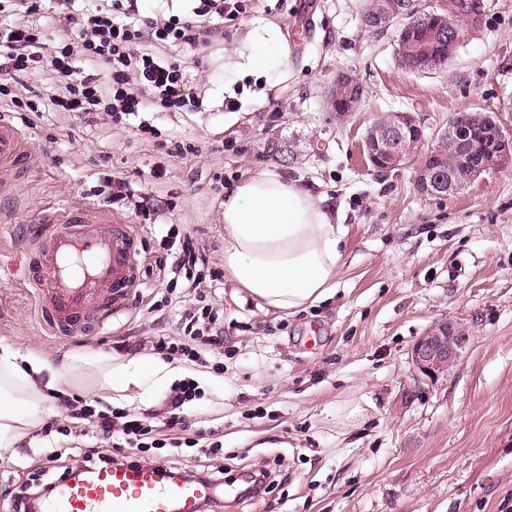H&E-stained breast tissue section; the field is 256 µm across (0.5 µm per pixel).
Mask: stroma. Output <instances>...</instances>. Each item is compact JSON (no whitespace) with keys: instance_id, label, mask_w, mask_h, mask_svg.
<instances>
[{"instance_id":"obj_1","label":"stroma","mask_w":512,"mask_h":512,"mask_svg":"<svg viewBox=\"0 0 512 512\" xmlns=\"http://www.w3.org/2000/svg\"><path fill=\"white\" fill-rule=\"evenodd\" d=\"M299 2L252 0L204 59L185 53L190 79L208 85L205 109L145 113L154 135L52 109L13 113L32 150L19 173L0 174V347L149 355L157 337L182 338L194 295L166 292L155 264L174 226L208 259L224 332L222 354L185 364L201 391L184 407L189 429L224 448L214 512L512 510V164L440 196L415 184L426 147L387 172L363 155L386 112L413 113L430 138L463 110L495 113L512 133V0H478L433 74L399 66L395 31L362 28L365 0H320L300 53L278 71H252L259 36L271 27L287 38ZM341 71L366 93L340 122L326 101ZM182 142L195 153L173 156ZM259 169L326 196L347 228L335 292L291 314L224 275L223 188ZM139 197L147 208H135ZM69 206L104 211L140 239L137 294L88 339L51 335L30 283L37 216ZM445 317L465 324L470 342L447 372L414 382L411 348ZM47 444L30 436L0 450V512H12ZM247 467L277 471L268 492L231 485Z\"/></svg>"}]
</instances>
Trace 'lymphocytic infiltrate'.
I'll return each mask as SVG.
<instances>
[{"label": "lymphocytic infiltrate", "instance_id": "obj_1", "mask_svg": "<svg viewBox=\"0 0 512 512\" xmlns=\"http://www.w3.org/2000/svg\"><path fill=\"white\" fill-rule=\"evenodd\" d=\"M247 0H192L177 14L141 16L138 0H92L79 9L75 0H0V101L17 112L40 111L50 102L59 112H73L87 122L107 116L116 123L138 119L139 132H150L140 113L195 112L203 104L202 88L191 83L179 52L208 48L223 40L225 21L236 20ZM54 85L50 99L34 91L30 78ZM164 251H175L174 276H182L198 305L185 312L184 339L158 337L153 348L163 358L195 359L198 346L221 350L215 331L218 312L206 301L207 263L191 237L167 235ZM69 419L90 440L81 455L91 466L135 463L136 453L197 446L195 439L154 438L153 428L138 415L112 407L96 408L79 397H57ZM198 447V446H197Z\"/></svg>", "mask_w": 512, "mask_h": 512}]
</instances>
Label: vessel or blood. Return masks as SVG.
<instances>
[{
  "label": "vessel or blood",
  "instance_id": "1",
  "mask_svg": "<svg viewBox=\"0 0 512 512\" xmlns=\"http://www.w3.org/2000/svg\"><path fill=\"white\" fill-rule=\"evenodd\" d=\"M26 133L0 118V167L20 164ZM31 259L36 292L53 335L72 338L126 310L141 283L139 237L132 225L93 215L81 206L41 219ZM212 483L166 477L152 465L108 466L59 481L43 512H200Z\"/></svg>",
  "mask_w": 512,
  "mask_h": 512
}]
</instances>
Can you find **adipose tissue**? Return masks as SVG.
I'll list each match as a JSON object with an SVG mask.
<instances>
[{
  "label": "adipose tissue",
  "instance_id": "ef3b65f1",
  "mask_svg": "<svg viewBox=\"0 0 512 512\" xmlns=\"http://www.w3.org/2000/svg\"><path fill=\"white\" fill-rule=\"evenodd\" d=\"M224 273L264 307L294 313L336 286L344 225L324 197L269 170L248 174L224 193ZM154 356L70 350L59 357L20 356L0 348V449L41 426L48 394L71 389L109 400H145L183 376Z\"/></svg>",
  "mask_w": 512,
  "mask_h": 512
}]
</instances>
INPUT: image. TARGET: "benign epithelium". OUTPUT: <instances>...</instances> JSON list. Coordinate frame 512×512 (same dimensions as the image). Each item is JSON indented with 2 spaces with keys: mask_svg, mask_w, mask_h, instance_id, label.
<instances>
[{
  "mask_svg": "<svg viewBox=\"0 0 512 512\" xmlns=\"http://www.w3.org/2000/svg\"><path fill=\"white\" fill-rule=\"evenodd\" d=\"M464 31L455 29L448 21V14L443 12L430 13L428 25L422 31L418 41L417 63L413 70L424 71L430 67L434 49L446 50V56L453 57L456 48L462 42ZM348 88L352 95L342 99L336 112V119L342 120L356 111L363 97V90L356 83V78L342 71L336 74L332 89ZM419 128L414 116L409 112H391L380 125L373 124L365 136V143L371 156L379 154L388 159V166L395 167L403 158V139L407 132ZM512 162V136L499 132L497 150L486 156H480L466 163L464 178H448V188L465 186L482 174ZM444 160L439 149L430 148L422 166L416 171V183L419 190L433 194L438 189V172ZM470 333L461 322L451 318L436 320L427 332L413 345L410 359L415 375L434 377L448 370L461 356Z\"/></svg>",
  "mask_w": 512,
  "mask_h": 512,
  "instance_id": "1",
  "label": "benign epithelium"
}]
</instances>
